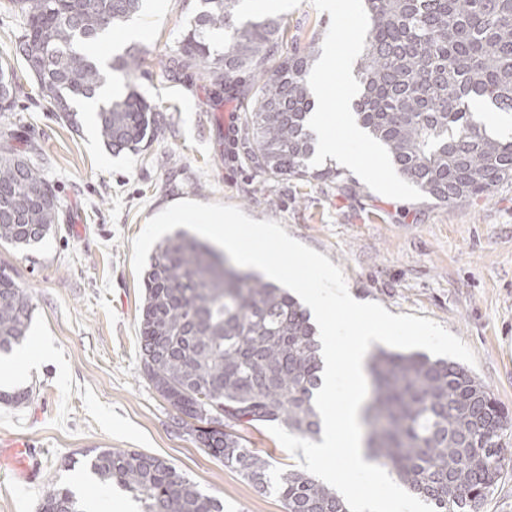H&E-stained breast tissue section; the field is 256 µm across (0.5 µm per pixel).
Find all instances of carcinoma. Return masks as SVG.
<instances>
[{
  "label": "carcinoma",
  "instance_id": "1",
  "mask_svg": "<svg viewBox=\"0 0 512 512\" xmlns=\"http://www.w3.org/2000/svg\"><path fill=\"white\" fill-rule=\"evenodd\" d=\"M144 0H12L22 32L17 52L51 111L78 124L98 100L108 71L132 77L143 63L131 48L105 70L84 50L138 15ZM241 0H199L194 24L171 50L173 74L193 69L226 99L255 91L244 108V136L233 158L273 180L343 183L344 170L314 168L316 135L310 72L318 40L268 62L282 19L241 22ZM367 29L354 60L353 109L367 136L427 200L453 204L512 180V137L495 134L485 111L512 116V0H364ZM13 67L0 62V112L14 107ZM96 131L113 154L138 153L161 132L164 116L133 89L101 102ZM58 199L43 165L0 146V241L40 242L58 223ZM140 315L143 373L191 429L206 453L255 486L274 490L285 512H349L329 487L297 470L270 476L268 460L235 427L270 423L314 436L321 418V345L307 310L287 289L226 265L218 249L177 230L154 249ZM32 305L0 272V354L26 337ZM373 395L363 408L368 457L388 468L434 512H482L512 468V418L483 383L455 362L380 350L371 358ZM194 419L216 429L200 431ZM84 465L115 482L143 512H224L167 460L138 451L92 448ZM45 512H85L68 488L44 491Z\"/></svg>",
  "mask_w": 512,
  "mask_h": 512
}]
</instances>
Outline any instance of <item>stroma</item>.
Segmentation results:
<instances>
[{
  "mask_svg": "<svg viewBox=\"0 0 512 512\" xmlns=\"http://www.w3.org/2000/svg\"><path fill=\"white\" fill-rule=\"evenodd\" d=\"M197 0H146L135 40L144 62L135 89L162 109L166 126L149 148L112 155L94 116L71 127L49 112L24 60L15 52L19 18L0 0V58L17 74L16 107L0 112V141L38 149L60 203V220L42 242H0V270L26 288L33 307L23 343L49 344L55 358L27 367L9 389L29 402H0V512H38L44 491L70 488L105 495L123 512H140L130 493L97 482L81 464L91 448L135 450L164 458L224 512H283L275 493H262L238 470L208 455L174 422L175 409L142 372L139 314L143 279L132 265V242L147 220L192 200L241 209L272 220L297 241L324 254L344 273L360 302L390 313L429 318L475 353L471 372L512 412V181L488 194L448 205L422 199L389 161L365 153L347 180L273 181L227 157L224 134L241 115L238 102L215 99L210 83L172 75L165 60L189 27ZM283 51L318 39L330 134L348 146L341 117L354 97L352 63L366 25L360 0H288ZM272 473L296 470L267 425L237 429ZM23 443L28 470L10 463V442Z\"/></svg>",
  "mask_w": 512,
  "mask_h": 512,
  "instance_id": "obj_1",
  "label": "stroma"
}]
</instances>
